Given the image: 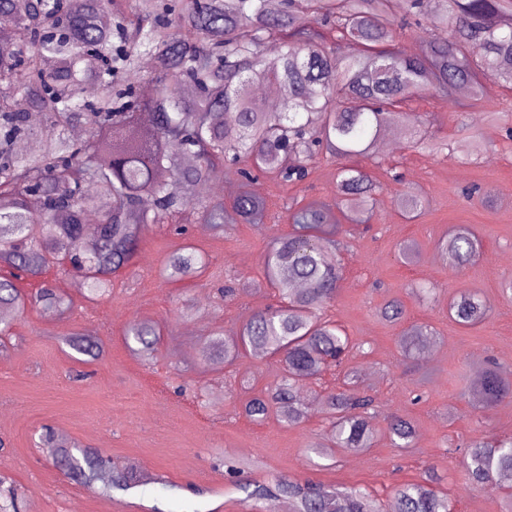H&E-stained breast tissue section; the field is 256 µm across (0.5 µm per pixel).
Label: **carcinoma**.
Wrapping results in <instances>:
<instances>
[{
    "mask_svg": "<svg viewBox=\"0 0 512 512\" xmlns=\"http://www.w3.org/2000/svg\"><path fill=\"white\" fill-rule=\"evenodd\" d=\"M415 22L401 27L396 11ZM431 14L433 32L414 48L404 45L419 29L418 17ZM347 40L358 53L342 56ZM150 64L152 93L144 96L130 76ZM486 72L512 86V0H0V306H68L47 284L35 294L22 292L14 271L41 276L51 266L70 267L91 296L112 290V275L135 256L151 224H170L189 206L205 224H224L228 213L194 200L197 184L234 177L246 186L252 172L271 173L283 186L305 181L310 164L323 152L347 160L337 173L336 208L365 216L375 208L381 187L357 157L373 155L387 129L400 123L410 143L432 153L442 143L419 131L422 118L399 110L415 96L449 97L461 85L479 90ZM258 83L285 84L288 110L268 113L252 100ZM25 97L41 115L14 107ZM86 137H70L73 127ZM37 136L35 154H19L14 144ZM35 196L39 207L30 206ZM148 197L152 212L141 208ZM250 191L231 205L235 220L250 224L265 209ZM407 218L424 209L414 195L399 198ZM94 212L96 224L85 223ZM343 225L331 210L309 203L291 213L288 234L275 239L264 260V275L278 293V304L256 313L236 337L216 334L208 350L224 361L249 350L282 365L280 382L242 407L260 422L274 414L288 426L307 415L299 391L326 369L343 368L354 344L335 323L320 317L333 298L341 266L331 248ZM452 266L465 268L477 251L470 229H459L440 243ZM207 266L195 248L184 246L165 266L170 281L194 278ZM381 317L399 323L404 305L386 302ZM463 327L485 317L475 293L450 303ZM425 331L404 330L403 352L419 346ZM128 338L144 355L155 353L156 330L133 322ZM66 342L90 355L97 343L78 334ZM512 396V381L486 365L470 396L492 405ZM329 430L313 446L320 457L363 453L377 434L369 420L374 399L358 389L323 396ZM398 448L413 447L415 429L402 417L388 425ZM56 455L94 493L112 496L145 484L133 467L114 470L100 456L55 441ZM512 474V437L469 445L466 475L483 485ZM430 485L400 488L390 512H452L448 494ZM275 488L293 512H375L370 495L357 489L301 484L275 477Z\"/></svg>",
    "mask_w": 512,
    "mask_h": 512,
    "instance_id": "carcinoma-1",
    "label": "carcinoma"
}]
</instances>
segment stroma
<instances>
[{
    "instance_id": "obj_1",
    "label": "stroma",
    "mask_w": 512,
    "mask_h": 512,
    "mask_svg": "<svg viewBox=\"0 0 512 512\" xmlns=\"http://www.w3.org/2000/svg\"><path fill=\"white\" fill-rule=\"evenodd\" d=\"M426 115V133L446 141L440 155L410 148L395 130L393 150H377L362 167L383 190L368 231L336 235L343 276L326 318L336 321L357 344L348 365L360 389L376 399L375 446L362 454L326 459L310 453L328 424L318 388L303 387L306 421L295 428L272 416L255 423L242 413L246 398L265 392L279 376L272 358L244 353L233 363L206 358L203 349L215 330L235 335L272 298L263 262L275 237L288 230L295 203H336L340 160L323 156L309 178L284 187L264 174L251 188L267 201L258 223L201 226L197 209L187 208L175 225L153 224L130 264L112 277L109 296L88 298L79 275L49 269L43 278L26 275L16 285L33 293L49 284L72 307L47 314L45 307L10 310L13 335L0 350V456L9 464L0 476L18 494L20 512H257L243 490L285 474L342 488L371 491L389 507L397 490L421 483L434 470L437 487L455 512H512V486H475L464 476L467 443L512 435V397L485 406L469 390L486 361L512 379V298L501 283L512 276V139L488 122L487 112H512V88L430 94L408 104ZM483 151H473L474 140ZM410 194L426 208L406 219L396 200ZM468 226L480 242L474 262L456 271L440 257L439 240ZM416 244L411 263L399 256L401 243ZM206 255L203 274L172 282L163 275L169 255L184 245ZM249 282L245 294L222 297L230 279ZM478 293L484 320L457 325L448 313L460 292ZM392 299L405 305L402 323L384 320L380 308ZM145 321L160 334L147 360L125 340L128 325ZM410 325L425 327L430 351L400 355L399 336ZM80 334L98 341L101 357L77 354L64 342ZM410 420L413 448L393 447L386 432L390 417ZM98 451L112 468L155 467L158 478L136 490L100 498L55 464L43 433ZM240 467L237 477L228 466Z\"/></svg>"
}]
</instances>
